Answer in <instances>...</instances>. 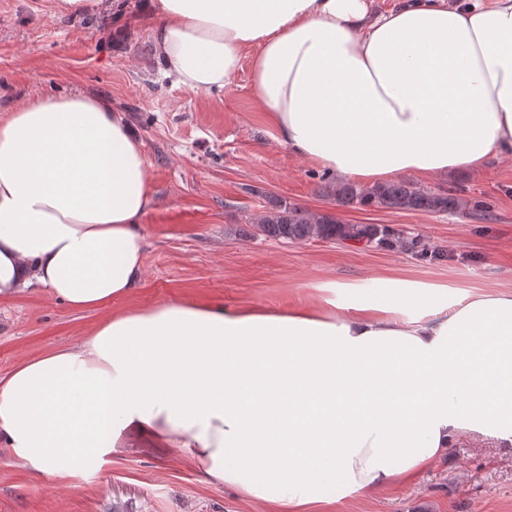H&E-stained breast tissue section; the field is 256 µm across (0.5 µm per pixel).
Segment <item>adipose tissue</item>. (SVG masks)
Listing matches in <instances>:
<instances>
[{
    "label": "adipose tissue",
    "mask_w": 512,
    "mask_h": 512,
    "mask_svg": "<svg viewBox=\"0 0 512 512\" xmlns=\"http://www.w3.org/2000/svg\"><path fill=\"white\" fill-rule=\"evenodd\" d=\"M166 76L223 88L254 50L256 100L297 157L372 186L512 156V0H146ZM153 192L124 112L44 96L0 118V300L75 310L145 276ZM512 444V289L400 268L311 300L113 312L0 379V454L60 477L176 448L265 512H335L413 484L452 440Z\"/></svg>",
    "instance_id": "ef3b65f1"
}]
</instances>
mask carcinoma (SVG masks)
Segmentation results:
<instances>
[{"label":"carcinoma","mask_w":512,"mask_h":512,"mask_svg":"<svg viewBox=\"0 0 512 512\" xmlns=\"http://www.w3.org/2000/svg\"><path fill=\"white\" fill-rule=\"evenodd\" d=\"M323 193L338 207L373 206L396 211L433 214H463L469 202L450 191H431L405 181H393L364 188L348 182L324 183ZM255 232L273 240L340 241L369 248H392L424 260H439L443 253L419 236L386 224H347L330 212L315 213L296 204L272 203L250 218Z\"/></svg>","instance_id":"obj_1"}]
</instances>
